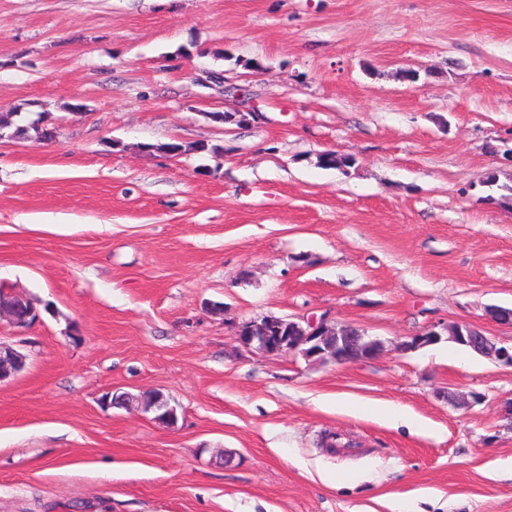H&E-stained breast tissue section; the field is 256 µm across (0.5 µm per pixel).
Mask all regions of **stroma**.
<instances>
[{
  "mask_svg": "<svg viewBox=\"0 0 512 512\" xmlns=\"http://www.w3.org/2000/svg\"><path fill=\"white\" fill-rule=\"evenodd\" d=\"M43 110L53 140L0 139V285L54 309L0 318L28 356L0 512H512V368L399 349L463 322L512 344L486 313L512 308V199L485 184L512 174V0H0V112ZM261 316L384 350L251 352ZM139 148L143 152L154 153L161 152L166 154L174 155L175 152L186 154L190 152L196 153H210L214 156H220L224 153V148L221 145H208L207 143H165V144H153V143H141ZM177 156V155H174ZM255 320L242 322L237 326V336L243 347L249 350H256L266 356H282L286 354H299L308 360H313L316 363H329L333 362L339 365L367 363L375 360L381 351L383 343L377 339L370 338L367 343L360 350L357 357H353L350 349L343 344H336V339H344L349 336V340L354 347L363 344V339L360 336L362 330L350 324H340L336 329L324 330L325 342L327 345L336 346L334 348L326 347L324 344V337L321 334V327L330 328L331 326L324 322L323 319H307V329H300L292 324H287L290 330V335L285 336H255L254 327L252 323ZM158 391H148V392H140L138 394H131L129 395L120 403L121 407H129V406H136L139 408L142 412L148 413L150 411L155 412L156 416L154 417L157 422L160 424L169 426L168 422L163 418H158V413L155 409V401L157 398ZM151 417L152 420L155 421V419Z\"/></svg>",
  "mask_w": 512,
  "mask_h": 512,
  "instance_id": "obj_1",
  "label": "stroma"
}]
</instances>
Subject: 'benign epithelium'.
<instances>
[{
	"label": "benign epithelium",
	"mask_w": 512,
	"mask_h": 512,
	"mask_svg": "<svg viewBox=\"0 0 512 512\" xmlns=\"http://www.w3.org/2000/svg\"><path fill=\"white\" fill-rule=\"evenodd\" d=\"M307 329H300L288 325L290 333L282 336H257L254 334L252 322L245 321L237 326V336L243 347L256 350L266 356H282L286 354H299L308 360L317 363L333 362L339 365L367 363L376 359L383 343L377 339H369L368 345L360 350L356 357L352 356L350 349L343 344L333 348L324 344L321 328L327 326L322 319L311 318L306 320ZM441 339V335L432 328L421 333L407 337L402 342L400 351L413 352ZM448 341L468 347L474 352L507 366H512V346L503 345L493 336L480 332L476 326L463 323L455 334L448 337ZM26 357L19 349L0 343V382L11 379L19 374L25 367Z\"/></svg>",
	"instance_id": "7a95c632"
}]
</instances>
